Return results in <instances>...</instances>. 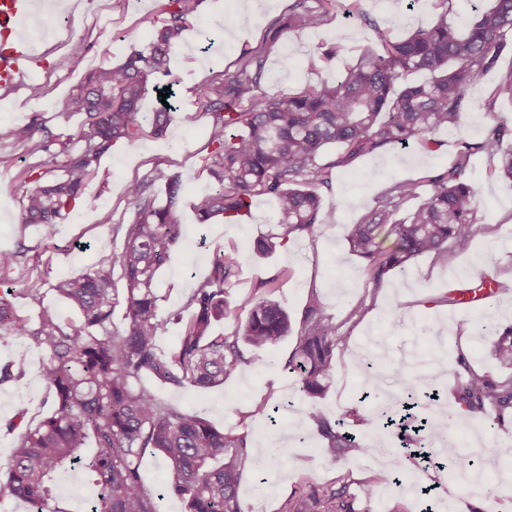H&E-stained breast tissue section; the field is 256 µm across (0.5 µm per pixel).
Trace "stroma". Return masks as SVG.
Here are the masks:
<instances>
[{
	"label": "stroma",
	"instance_id": "obj_1",
	"mask_svg": "<svg viewBox=\"0 0 512 512\" xmlns=\"http://www.w3.org/2000/svg\"><path fill=\"white\" fill-rule=\"evenodd\" d=\"M290 0H202L193 19L194 28L170 52L169 79L182 109L191 112L190 122L174 121L167 138H146L137 144L116 147L105 156L98 175L86 186L82 204L76 205L58 224L53 240H45L40 226L21 222L18 168L32 162L55 167L51 152L29 154L14 142L11 131L19 124L38 120L43 136L52 140L75 131L84 116L65 109L67 100L80 89L88 71L124 61L132 49L146 45L162 18V0H72L62 14H50L48 33L33 40L45 52V65L30 77L28 86L0 98V156L14 159L12 167L0 166V250H19L17 264L0 273V294L9 293L19 314L36 318L40 306L55 310L61 323L77 317L76 311L55 293H47L35 305L27 288L66 276L74 269L96 268L99 261L119 251L123 239L114 233L116 224L128 221L131 211L124 199L126 184L154 170L181 172V222L184 238L171 259L156 275L162 326L157 343L172 347L179 335L172 314L182 309L198 282L210 273L214 251L236 250L239 273L227 291L230 306L239 305L258 280L279 276L280 288L273 298L292 323H299L310 292H318L340 334L349 338V348L338 355L332 382L321 397L301 399L296 379L284 363L295 340L286 338L264 351H247L248 362L224 384L210 389L187 386L159 388L165 401L199 415L218 429L247 435L253 455L272 451L280 442L289 446L286 459L273 462L261 475L247 473L239 486L246 512H280L282 503L305 481H348L356 496L357 512H389L401 504L406 512H468L480 495L468 482L446 470H430L400 448L391 458L377 455L332 464L317 454L319 437L301 414L315 405L324 412L345 418L349 428L368 444L383 432L376 418L378 402L398 411L406 398L408 382L420 377L425 389L440 396V412L454 407L457 382L452 359L466 351L475 369L494 374L503 368L493 355L492 337L481 327L491 322L512 324V181L500 178L499 159L486 153L471 154L467 176L476 191L479 223L484 230L469 240L454 244L455 265L444 267L432 257L413 261L404 275L374 283L363 261L351 254L345 236L358 218L372 208L391 184L412 179L422 182L448 169L464 146L483 140L485 125L463 122L453 131L436 133L432 150L411 147L391 153L369 155L351 167L338 169L333 187L323 195V224L315 235L291 240L287 250L270 255L255 253L250 242L271 231L277 221L274 199L255 198L244 225L229 224L217 217L201 225L194 202L210 188L205 169L209 116L199 111L195 89L212 73H235L243 53L264 50L265 70L261 87L269 93H293L310 84L333 82L344 67L367 47L373 46L371 29L357 19L356 9L397 35L424 28L435 18L433 0H339L323 24L315 29L274 31V22L288 12ZM215 35L208 52H201L195 29ZM82 41L86 52L81 62L70 57V46ZM337 47V55L322 62V51ZM292 65L282 68V57ZM512 70V54L502 57L494 69L469 91L478 104H492L493 120L512 124V104L493 100L501 74ZM40 84L44 94L35 97L31 85ZM112 221L100 223L102 213ZM494 271L506 290L498 302L477 314L441 303L449 283L478 280L483 269ZM359 314H352L353 306ZM22 357L25 376L0 384V464L10 454L14 436L8 430L18 406L31 418H41L49 409L41 370L44 356L28 341L0 337V364ZM376 372L375 386H368L367 368ZM278 406L275 419L259 417V404ZM448 437L457 442L462 456L471 459L476 477L488 482L494 494L489 512H512V422L486 426L483 420L458 416L448 421ZM401 484H394V476Z\"/></svg>",
	"mask_w": 512,
	"mask_h": 512
}]
</instances>
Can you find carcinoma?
Here are the masks:
<instances>
[{
	"label": "carcinoma",
	"mask_w": 512,
	"mask_h": 512,
	"mask_svg": "<svg viewBox=\"0 0 512 512\" xmlns=\"http://www.w3.org/2000/svg\"><path fill=\"white\" fill-rule=\"evenodd\" d=\"M202 0H166L160 27L146 46L134 49L114 67L89 72L80 91L68 103L86 118L59 155L62 174L41 163L22 169L17 177L26 186L21 219L41 227L45 239L84 195L85 186L99 172L102 157L117 144L132 145L150 137L167 136L176 108L140 111L148 82L165 90L171 48L193 28ZM442 11L436 21L410 36L397 38L392 30L360 12L371 25L378 49L362 50L333 85H308L289 94L261 90L263 51L244 54L232 75L217 73L197 87V102L211 117L207 171L208 193L196 204L197 221L207 224L216 215L228 222L249 214L252 200L268 196L277 203V231L253 239V250L268 254L301 235L314 234L322 224V191L332 188L334 170L359 158L402 149L411 144L430 148L432 136L453 130L463 121L492 111L479 108L469 97L500 57L512 52V0H491L464 31L448 20L453 0H437ZM323 13L309 0H294L283 26L317 28ZM426 73L428 79L408 77ZM495 99L512 102V70L501 77ZM37 119L15 127L13 139L29 153L46 151L47 141L35 140ZM512 127L496 122L482 142L465 147L458 161L429 179V196L405 218L395 214L401 204L420 197L422 184L394 183L352 226L347 242L353 254L367 262L373 280L401 275L412 260L431 254L444 266L454 263L453 242H464L483 230L478 225L475 192L466 175L474 151L500 157L498 175L512 179V149L503 148ZM338 146L331 154L327 148ZM165 184L166 198L157 202L154 179ZM156 178L127 183L124 198L132 219L119 224L123 247L95 270L81 269L49 285L67 299L78 318L60 324L55 312L41 304L42 288L28 289L40 305L37 321L17 313L0 296V332L29 340L44 354L42 380L53 410L32 425L20 407L9 430L17 432L12 451L0 467V494L22 500L31 512H70L59 506L55 476L67 470H87L98 489L83 512H160L166 496L180 500L184 512H245L238 489L244 471L260 470L266 459L255 456L244 436L221 431L201 417L169 404L142 380L161 386L193 385L212 388L224 384L246 363L243 347L265 350L293 333L288 313L267 298L279 288V278L261 279L240 308L244 325L230 335L215 333V324L228 315L226 288L238 276L233 250L213 256L210 274L193 289L185 310L174 314L181 324L175 346L162 350L156 337L160 326L155 278L181 240L178 219L182 180L177 173L157 170ZM394 239L393 247L383 244ZM125 283L124 297L114 288L113 273ZM124 305V328L112 329L115 307ZM495 337L493 352L503 366H512V326H487ZM348 347L334 317L311 292L296 345L284 368L297 373V391L319 397L336 369V353ZM457 386L453 396L471 417L492 416L502 423L512 416V375L473 369L463 353L455 358ZM24 375V362L0 366V384ZM304 418L322 437L320 455L337 463L360 459L386 449L362 448L341 431L340 422L317 407ZM429 440L447 434L442 415L425 420ZM96 452L81 454L88 440ZM161 456L170 472L164 492L147 489L139 475L146 450ZM350 484L307 481L282 506V512H355Z\"/></svg>",
	"instance_id": "obj_1"
}]
</instances>
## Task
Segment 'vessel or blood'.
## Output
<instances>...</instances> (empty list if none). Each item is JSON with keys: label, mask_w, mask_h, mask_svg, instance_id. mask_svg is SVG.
I'll return each instance as SVG.
<instances>
[{"label": "vessel or blood", "mask_w": 512, "mask_h": 512, "mask_svg": "<svg viewBox=\"0 0 512 512\" xmlns=\"http://www.w3.org/2000/svg\"><path fill=\"white\" fill-rule=\"evenodd\" d=\"M35 8V0H0L1 89L18 87L23 76L42 65L24 31Z\"/></svg>", "instance_id": "1"}]
</instances>
